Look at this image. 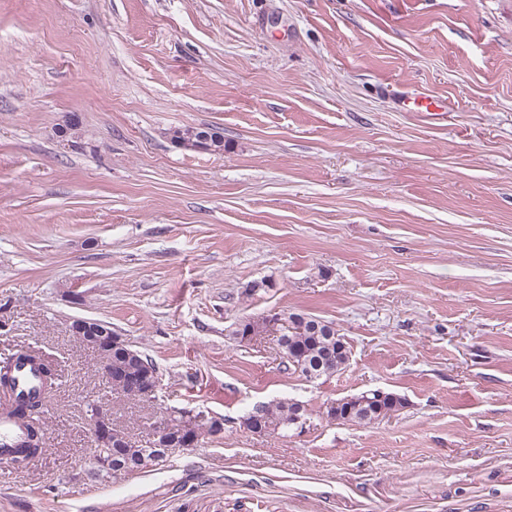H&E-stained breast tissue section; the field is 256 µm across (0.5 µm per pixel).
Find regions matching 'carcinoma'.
Listing matches in <instances>:
<instances>
[{
  "mask_svg": "<svg viewBox=\"0 0 512 512\" xmlns=\"http://www.w3.org/2000/svg\"><path fill=\"white\" fill-rule=\"evenodd\" d=\"M305 320L304 332H288L280 337L279 345L282 350L283 363L289 372L309 380L329 378L343 372L349 365L350 349L344 337L336 329V324L317 316L291 313L287 320ZM157 369L152 359L131 346L117 348L112 351V373H136ZM390 407L398 411L404 407L405 399L393 393L386 392L379 398L374 392H362L358 395L340 399V405L335 410L327 412V416L340 422H368V412L375 405ZM296 402L280 400L272 404L258 405L252 408L255 415L254 430L261 433L286 432L288 416L294 413ZM9 412L24 421L27 426L28 440L23 444L29 452L34 453L42 445V418L45 414V403L41 399H16V405ZM112 463L114 467L99 469L94 473L97 479H118L123 471L115 467L122 461L126 467L137 472L147 468L157 467L167 461L160 456V450L137 441L127 439V447L113 448Z\"/></svg>",
  "mask_w": 512,
  "mask_h": 512,
  "instance_id": "1",
  "label": "carcinoma"
}]
</instances>
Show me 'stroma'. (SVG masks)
<instances>
[{
  "instance_id": "stroma-1",
  "label": "stroma",
  "mask_w": 512,
  "mask_h": 512,
  "mask_svg": "<svg viewBox=\"0 0 512 512\" xmlns=\"http://www.w3.org/2000/svg\"><path fill=\"white\" fill-rule=\"evenodd\" d=\"M208 127L220 154L174 143ZM334 322L347 369L285 371L271 325ZM110 323L162 407L109 392L68 326ZM54 365L45 453L0 512H512V0H0V361ZM368 390L407 401L331 420ZM304 431L257 435V404ZM139 443L91 478L90 403ZM297 402L292 400H280L272 404L258 405L252 408L246 415L253 413L255 415L254 430L261 433H275V432H288L292 430L291 426H296L300 432L305 428L307 419L300 415L302 404H300V410L297 414L292 415L289 418V422L292 425L288 426V416L294 413ZM88 425L91 436V445L93 447V463L96 465L104 463V460L99 453L100 448H110V451L112 452L105 462L106 465L110 464L112 468L97 469L93 475L97 479L112 478V480H114L121 478V475L124 472L113 466L117 461H122L126 464V467L135 470H128V472L125 473L126 476H129L147 468L163 465L162 463H165L170 455H162L165 456L162 458V456H160L161 451L155 449V447L168 448L171 445L169 434L172 432L173 428L167 421L160 422L154 426V447L150 445H139L137 441H133L129 435L124 432L127 437V447L130 448H112V441L118 440L119 436L115 433V427L112 425L111 414L104 405H97V407L93 409L88 419ZM112 435H115L113 439ZM170 449L171 448H168L167 452L170 451ZM123 453L125 456H122Z\"/></svg>"
}]
</instances>
